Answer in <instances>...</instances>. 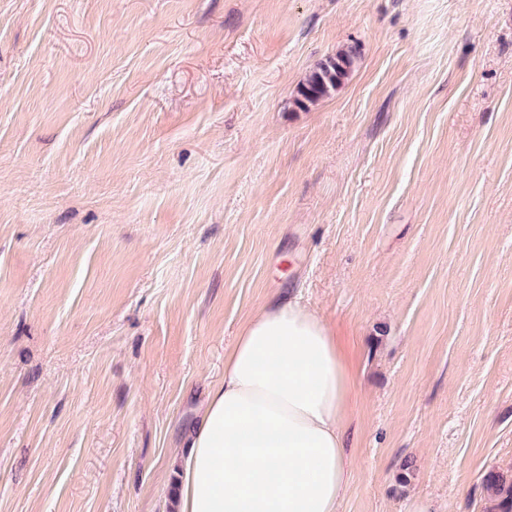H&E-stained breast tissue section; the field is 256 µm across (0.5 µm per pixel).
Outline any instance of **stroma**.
<instances>
[{
  "mask_svg": "<svg viewBox=\"0 0 512 512\" xmlns=\"http://www.w3.org/2000/svg\"><path fill=\"white\" fill-rule=\"evenodd\" d=\"M288 291L351 364L341 512H499L512 0H0V512H175ZM354 61V51L341 49L329 56L313 70L298 86L293 103L298 108H307L329 97L349 75Z\"/></svg>",
  "mask_w": 512,
  "mask_h": 512,
  "instance_id": "obj_1",
  "label": "stroma"
}]
</instances>
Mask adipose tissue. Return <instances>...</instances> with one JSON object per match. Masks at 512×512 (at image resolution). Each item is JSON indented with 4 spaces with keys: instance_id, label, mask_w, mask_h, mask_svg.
<instances>
[{
    "instance_id": "obj_1",
    "label": "adipose tissue",
    "mask_w": 512,
    "mask_h": 512,
    "mask_svg": "<svg viewBox=\"0 0 512 512\" xmlns=\"http://www.w3.org/2000/svg\"><path fill=\"white\" fill-rule=\"evenodd\" d=\"M351 397L348 361L317 312L286 297L262 308L185 433L179 512H339L354 471Z\"/></svg>"
}]
</instances>
